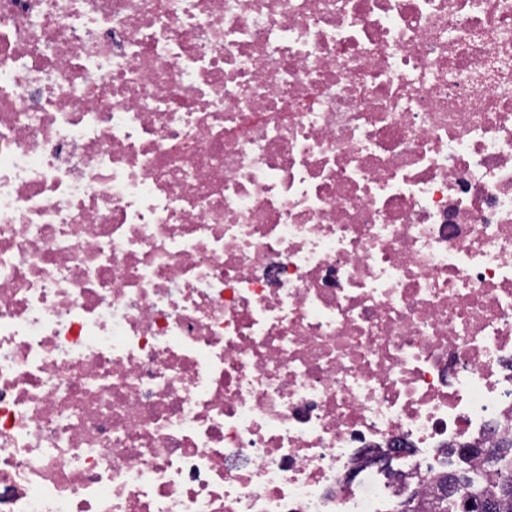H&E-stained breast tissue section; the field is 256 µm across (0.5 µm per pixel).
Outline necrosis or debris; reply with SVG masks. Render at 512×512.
<instances>
[{
  "label": "necrosis or debris",
  "mask_w": 512,
  "mask_h": 512,
  "mask_svg": "<svg viewBox=\"0 0 512 512\" xmlns=\"http://www.w3.org/2000/svg\"><path fill=\"white\" fill-rule=\"evenodd\" d=\"M512 438V0H0V512H396Z\"/></svg>",
  "instance_id": "obj_1"
}]
</instances>
